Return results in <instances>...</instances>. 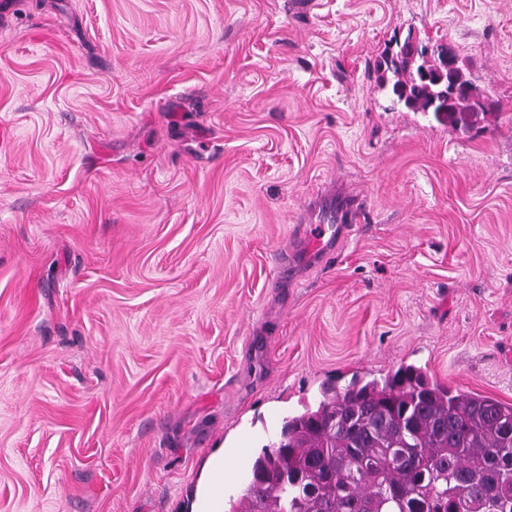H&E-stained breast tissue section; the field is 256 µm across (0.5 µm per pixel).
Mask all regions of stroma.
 I'll return each instance as SVG.
<instances>
[{
  "label": "stroma",
  "mask_w": 512,
  "mask_h": 512,
  "mask_svg": "<svg viewBox=\"0 0 512 512\" xmlns=\"http://www.w3.org/2000/svg\"><path fill=\"white\" fill-rule=\"evenodd\" d=\"M410 35L486 111L368 78ZM407 365L512 403V0L0 9V512H181L219 447L239 501L324 388ZM363 219L364 215L359 211L351 216L350 224H319L315 226L319 227V230L315 234L309 231L308 237L316 249L327 256L334 253L340 243L359 230Z\"/></svg>",
  "instance_id": "stroma-1"
}]
</instances>
